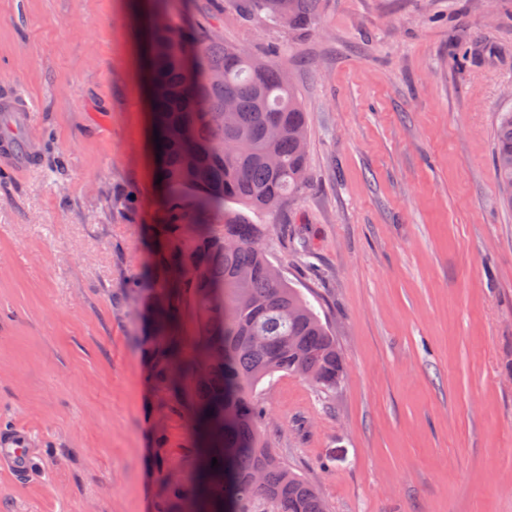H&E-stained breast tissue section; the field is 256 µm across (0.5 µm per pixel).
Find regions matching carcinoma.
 <instances>
[{
    "label": "carcinoma",
    "mask_w": 512,
    "mask_h": 512,
    "mask_svg": "<svg viewBox=\"0 0 512 512\" xmlns=\"http://www.w3.org/2000/svg\"><path fill=\"white\" fill-rule=\"evenodd\" d=\"M170 0H152V95L168 199L155 246L132 294L149 290L153 308L151 379L191 397L189 417L211 453L184 483L194 492L181 512H327L319 489L288 468L262 432L258 385L292 374L332 390L343 373L336 337L267 257L256 225L209 224L237 204L271 212L308 183L307 117L278 60L216 38L213 29L175 19ZM322 0H242L296 33L310 31ZM493 168L512 207V108L498 113ZM192 197L187 214L174 201ZM197 308L186 341L175 320L182 301ZM217 466H211L212 459Z\"/></svg>",
    "instance_id": "carcinoma-1"
}]
</instances>
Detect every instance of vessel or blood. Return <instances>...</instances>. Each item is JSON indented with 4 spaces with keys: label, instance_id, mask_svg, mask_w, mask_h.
Instances as JSON below:
<instances>
[{
    "label": "vessel or blood",
    "instance_id": "obj_1",
    "mask_svg": "<svg viewBox=\"0 0 512 512\" xmlns=\"http://www.w3.org/2000/svg\"><path fill=\"white\" fill-rule=\"evenodd\" d=\"M0 113L8 121V129L0 135V167L12 172L30 169L33 152L39 144L33 138L34 114L31 103L19 98L15 88H0ZM31 450L26 444L18 443L0 448V464L9 463L13 470L25 471Z\"/></svg>",
    "mask_w": 512,
    "mask_h": 512
}]
</instances>
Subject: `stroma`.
<instances>
[{
    "label": "stroma",
    "instance_id": "35a3bbf8",
    "mask_svg": "<svg viewBox=\"0 0 512 512\" xmlns=\"http://www.w3.org/2000/svg\"><path fill=\"white\" fill-rule=\"evenodd\" d=\"M141 2L0 0V79L47 140L0 176V432L33 445L30 474L0 468V512H157L170 470L196 467L125 291L162 197ZM175 15L277 50L307 112V187L250 221L344 377L265 381L270 446L327 512H512V210L492 163L512 0H324L298 37L237 0Z\"/></svg>",
    "mask_w": 512,
    "mask_h": 512
}]
</instances>
